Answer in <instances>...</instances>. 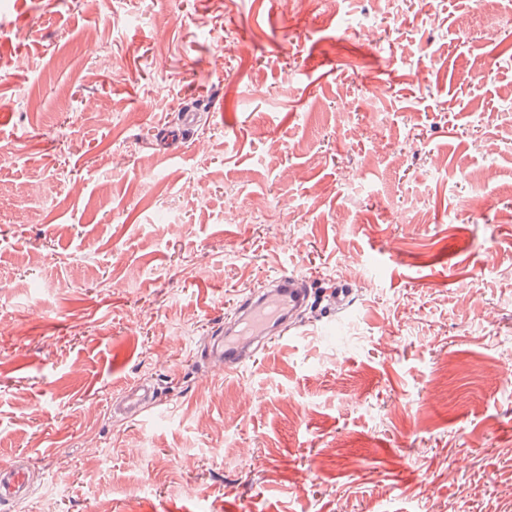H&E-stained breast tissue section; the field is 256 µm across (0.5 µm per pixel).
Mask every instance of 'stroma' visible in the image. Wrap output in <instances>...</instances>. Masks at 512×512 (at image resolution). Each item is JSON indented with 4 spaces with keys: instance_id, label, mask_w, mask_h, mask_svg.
<instances>
[{
    "instance_id": "obj_1",
    "label": "stroma",
    "mask_w": 512,
    "mask_h": 512,
    "mask_svg": "<svg viewBox=\"0 0 512 512\" xmlns=\"http://www.w3.org/2000/svg\"><path fill=\"white\" fill-rule=\"evenodd\" d=\"M504 44L512 0H0V512H512ZM303 281L296 272L277 276L274 287L255 294L232 327L214 341L211 352L224 373L244 365L246 349L254 341L267 336L272 329L288 326L309 296L307 288L299 287ZM29 490V474L21 466L0 468V503L7 504L27 496Z\"/></svg>"
}]
</instances>
